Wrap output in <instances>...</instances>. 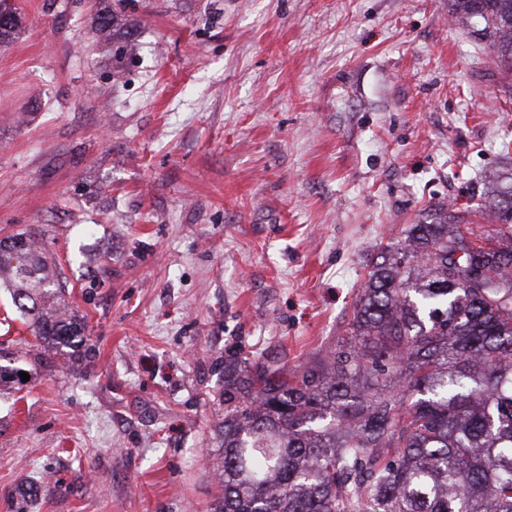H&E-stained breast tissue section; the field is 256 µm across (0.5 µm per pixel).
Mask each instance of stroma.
<instances>
[{"label": "stroma", "mask_w": 512, "mask_h": 512, "mask_svg": "<svg viewBox=\"0 0 512 512\" xmlns=\"http://www.w3.org/2000/svg\"><path fill=\"white\" fill-rule=\"evenodd\" d=\"M0 239L44 246L92 351L44 352L0 286V512H212L224 363L344 335L408 225L499 229L512 75L448 0H14Z\"/></svg>", "instance_id": "35a3bbf8"}]
</instances>
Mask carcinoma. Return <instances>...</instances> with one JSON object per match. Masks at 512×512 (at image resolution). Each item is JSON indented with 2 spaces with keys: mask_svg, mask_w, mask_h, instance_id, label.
Returning a JSON list of instances; mask_svg holds the SVG:
<instances>
[{
  "mask_svg": "<svg viewBox=\"0 0 512 512\" xmlns=\"http://www.w3.org/2000/svg\"><path fill=\"white\" fill-rule=\"evenodd\" d=\"M512 73V0H448ZM0 41L21 15L0 3ZM114 14L96 16L99 40ZM498 241L412 224L380 246L346 334L288 372L224 366L212 512H512V187ZM26 233L0 243V277L44 349L90 350Z\"/></svg>",
  "mask_w": 512,
  "mask_h": 512,
  "instance_id": "1",
  "label": "carcinoma"
}]
</instances>
